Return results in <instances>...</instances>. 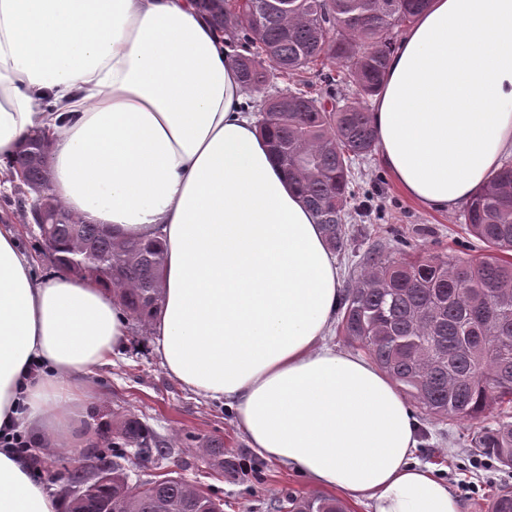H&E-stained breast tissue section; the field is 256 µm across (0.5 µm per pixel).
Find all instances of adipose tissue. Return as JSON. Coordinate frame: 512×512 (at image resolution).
Returning <instances> with one entry per match:
<instances>
[{"label":"adipose tissue","instance_id":"ef3b65f1","mask_svg":"<svg viewBox=\"0 0 512 512\" xmlns=\"http://www.w3.org/2000/svg\"><path fill=\"white\" fill-rule=\"evenodd\" d=\"M226 37L197 0H0V157L49 137L50 186L114 238L161 241L154 348L223 400L257 453L373 512H460L412 464L392 381L323 345L341 277L323 230L258 132ZM409 198L451 210L512 150V0H428L387 61L373 116ZM0 222V428L73 452L86 377L128 334L112 289L37 277ZM0 448V512H60Z\"/></svg>","mask_w":512,"mask_h":512}]
</instances>
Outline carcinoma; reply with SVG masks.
<instances>
[{"label": "carcinoma", "instance_id": "obj_1", "mask_svg": "<svg viewBox=\"0 0 512 512\" xmlns=\"http://www.w3.org/2000/svg\"><path fill=\"white\" fill-rule=\"evenodd\" d=\"M214 24L230 38L256 45L258 56L238 59L241 82L259 92L269 72L284 76L317 64H347L357 98L290 92L264 101L260 129L271 151L295 181L322 225L327 245L344 252L351 166L377 147L367 98L381 88L395 30L411 24L427 0H203ZM8 173L25 170L17 186L21 207L28 194L41 198L55 253L83 250L93 266L112 268V287L124 312L147 324L162 300L165 262L158 242L116 241L87 224L51 193L49 157L18 153L4 159ZM468 232L489 255L465 259L422 254L396 257L380 248L366 252L364 272L344 298L338 328L364 348L378 367L410 395L423 413L477 425L473 447L512 468V161L494 171L466 208ZM144 462L166 451L137 421L122 442L97 450V477L72 495L69 512H223V500L183 479L166 476L132 486L119 464L127 447ZM289 512H343L321 496L288 500ZM492 512H512L503 488Z\"/></svg>", "mask_w": 512, "mask_h": 512}]
</instances>
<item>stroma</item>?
I'll return each mask as SVG.
<instances>
[{
  "mask_svg": "<svg viewBox=\"0 0 512 512\" xmlns=\"http://www.w3.org/2000/svg\"><path fill=\"white\" fill-rule=\"evenodd\" d=\"M343 64L332 68L333 82L309 69L291 76L270 73L264 94L252 95L260 105L263 95L308 91L315 96L354 98L356 87L344 80ZM353 197L345 228L350 247L337 255L342 288H350L359 272L362 254L372 247L393 253L416 250L444 256L455 252L466 258H481L488 250L466 229L462 209L450 212L428 208L407 197L396 185L379 153L354 160ZM0 221L17 225L22 247L31 254L38 275L48 276L57 267L39 238L18 210L14 193H0ZM89 399L79 429L85 437L73 455L46 452L37 461L38 477L56 491H66L79 461L91 449L118 440L127 420L139 421L153 432L166 459L150 464L127 454L121 464L130 482L172 472L186 482L212 489L224 501V512H275L288 497L318 495L304 476L273 461H264L261 473L243 478L219 476L205 451L221 448L244 464L259 460L239 427L235 410L223 401L196 394L174 379L163 367L152 347L148 327L130 322L125 344L109 364L96 367L86 379ZM419 444L413 458L429 467L448 484L461 512H491L493 499L502 485L512 486V469L497 461L481 462L471 444L475 426L463 421H440L415 411Z\"/></svg>",
  "mask_w": 512,
  "mask_h": 512,
  "instance_id": "obj_1",
  "label": "stroma"
}]
</instances>
